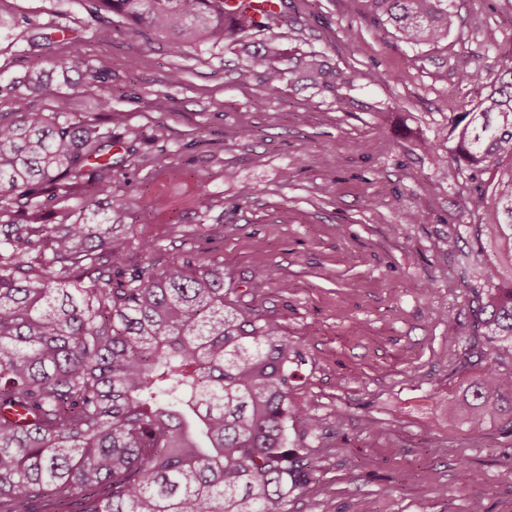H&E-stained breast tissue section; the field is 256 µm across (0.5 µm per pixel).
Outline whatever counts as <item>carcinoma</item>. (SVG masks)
<instances>
[{"mask_svg":"<svg viewBox=\"0 0 512 512\" xmlns=\"http://www.w3.org/2000/svg\"><path fill=\"white\" fill-rule=\"evenodd\" d=\"M410 45L448 38V0H350ZM225 0H80L100 24L185 44L232 45L272 28ZM281 45L251 57L273 88ZM77 55L44 56L78 69ZM311 84L336 71L310 54ZM451 153L472 166L512 162V68L481 103L450 120ZM112 128L34 112L20 97L0 116V512H288L316 469L294 429L292 366L301 348L280 322L227 299L224 267L189 254L142 265L116 224L130 199L112 194ZM109 198L102 204L101 196ZM477 254L483 291L473 324L450 336L512 341V172L498 184ZM472 433L512 428V372L489 364L452 403Z\"/></svg>","mask_w":512,"mask_h":512,"instance_id":"1","label":"carcinoma"}]
</instances>
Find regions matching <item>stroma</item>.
<instances>
[{
  "mask_svg": "<svg viewBox=\"0 0 512 512\" xmlns=\"http://www.w3.org/2000/svg\"><path fill=\"white\" fill-rule=\"evenodd\" d=\"M285 2L296 37L270 89L239 45L176 53L121 18L91 21L78 0H0L14 25L0 113L21 96L111 126L125 158L112 189L128 193L151 260L220 263L235 304L301 347L294 427L310 415L321 427L305 439L317 470L288 512H512V430L473 434L442 408L487 363L512 371L511 342L448 334L473 322L475 229L493 189L492 172L449 157L448 119L512 65V0H451L447 40L418 46L345 0ZM310 52L341 73L335 91L305 79ZM68 54L83 71L24 85L32 57ZM103 58L110 71L91 79ZM472 69L480 83L463 81ZM466 469L480 476L467 487Z\"/></svg>",
  "mask_w": 512,
  "mask_h": 512,
  "instance_id": "stroma-1",
  "label": "stroma"
}]
</instances>
